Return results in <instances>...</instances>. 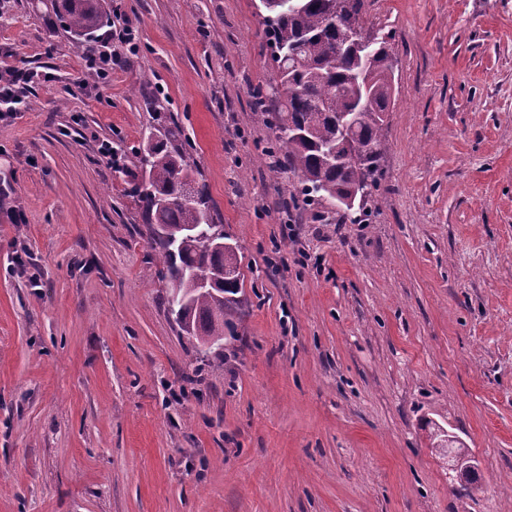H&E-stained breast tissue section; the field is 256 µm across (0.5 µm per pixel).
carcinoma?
I'll list each match as a JSON object with an SVG mask.
<instances>
[{"label":"carcinoma","instance_id":"carcinoma-1","mask_svg":"<svg viewBox=\"0 0 512 512\" xmlns=\"http://www.w3.org/2000/svg\"><path fill=\"white\" fill-rule=\"evenodd\" d=\"M263 24L278 56L281 97L255 99V111L278 115L268 121L273 146L286 169L299 179L301 194L310 205L333 201L377 181L387 151L384 115L390 111L395 67L387 41H378L366 28L364 0H296V9L279 0H261ZM57 19L72 37L77 51L100 40L109 17L100 0H55ZM354 112L353 134L363 146L358 160L347 158L338 139V113ZM161 140L138 156L142 182L135 191L142 207L153 250L162 264L168 291L167 314L180 330L209 349L224 345V330H233L240 317L243 286L240 251L218 253L200 238L181 236L173 244L156 238V225L178 229L186 224H213L212 206L197 186L193 170L175 142L178 128L157 115ZM199 276L224 277L203 288Z\"/></svg>","mask_w":512,"mask_h":512}]
</instances>
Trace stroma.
<instances>
[{"label": "stroma", "mask_w": 512, "mask_h": 512, "mask_svg": "<svg viewBox=\"0 0 512 512\" xmlns=\"http://www.w3.org/2000/svg\"><path fill=\"white\" fill-rule=\"evenodd\" d=\"M49 3L0 0V71L53 75L0 116V512H512V0H364L397 70L361 224L272 176L260 0H111L139 52L101 85ZM156 101L248 266L204 357L132 194Z\"/></svg>", "instance_id": "1"}]
</instances>
